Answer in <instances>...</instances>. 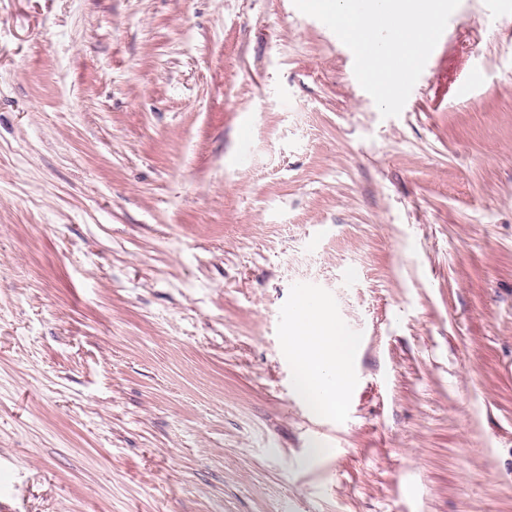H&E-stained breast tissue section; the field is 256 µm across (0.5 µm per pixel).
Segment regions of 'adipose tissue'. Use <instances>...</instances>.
I'll return each mask as SVG.
<instances>
[{"label":"adipose tissue","mask_w":512,"mask_h":512,"mask_svg":"<svg viewBox=\"0 0 512 512\" xmlns=\"http://www.w3.org/2000/svg\"><path fill=\"white\" fill-rule=\"evenodd\" d=\"M348 40L368 84L389 90L398 69L412 66L426 51L430 26L418 18L417 0H311ZM358 340L337 325L327 298L299 295L288 338L295 366V390L317 414L341 413L352 382L351 360Z\"/></svg>","instance_id":"ef3b65f1"}]
</instances>
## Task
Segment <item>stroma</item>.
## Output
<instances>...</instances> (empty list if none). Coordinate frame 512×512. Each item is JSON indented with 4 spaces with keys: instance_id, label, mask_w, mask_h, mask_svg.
<instances>
[{
    "instance_id": "obj_1",
    "label": "stroma",
    "mask_w": 512,
    "mask_h": 512,
    "mask_svg": "<svg viewBox=\"0 0 512 512\" xmlns=\"http://www.w3.org/2000/svg\"><path fill=\"white\" fill-rule=\"evenodd\" d=\"M434 42L386 104L305 0H0V512H512V0ZM357 349L358 339L333 320L327 298L299 295L288 356L295 366L296 393L314 413L343 411Z\"/></svg>"
}]
</instances>
